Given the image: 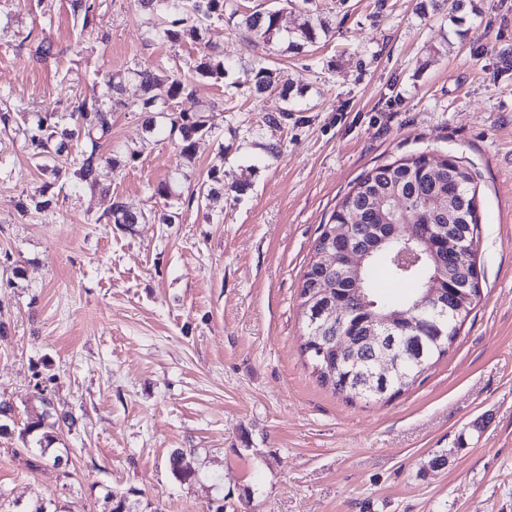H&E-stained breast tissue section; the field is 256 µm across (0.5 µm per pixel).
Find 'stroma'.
<instances>
[{
    "label": "stroma",
    "mask_w": 512,
    "mask_h": 512,
    "mask_svg": "<svg viewBox=\"0 0 512 512\" xmlns=\"http://www.w3.org/2000/svg\"><path fill=\"white\" fill-rule=\"evenodd\" d=\"M0 0V113L59 115L101 97L109 75L187 72L194 46L150 38L135 0ZM329 31L301 48L238 21L214 31L232 70L197 79L186 110L209 131L193 160L148 136L138 82L123 87L95 188L74 167L42 170L0 128V512H108L106 490H136L137 512H512V0H315ZM50 39L54 57L36 47ZM277 70L288 100L259 99L251 69ZM288 107L287 121L267 123ZM427 153L469 167L476 187L480 296L448 353L406 392L346 398L301 346L300 285L327 223L373 167ZM226 192L183 207L154 196ZM51 207L20 215V194ZM133 213L111 224L103 193ZM46 394H39V387ZM76 419L44 465L25 423L42 397ZM194 452L182 484L167 459ZM445 456L432 468L435 456Z\"/></svg>",
    "instance_id": "stroma-1"
}]
</instances>
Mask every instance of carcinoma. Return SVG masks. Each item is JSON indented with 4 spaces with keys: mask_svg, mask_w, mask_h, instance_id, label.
I'll list each match as a JSON object with an SVG mask.
<instances>
[{
    "mask_svg": "<svg viewBox=\"0 0 512 512\" xmlns=\"http://www.w3.org/2000/svg\"><path fill=\"white\" fill-rule=\"evenodd\" d=\"M139 4L160 15L159 26L150 31L152 37L189 43L195 46L198 56L190 76H178L164 89L155 83L150 67L144 66L124 75L112 76L106 84L103 98L83 101L72 112L57 117L55 121L46 115L33 114L24 130L33 158L56 163L68 156L70 142L75 139L83 142L75 171L77 183L81 185L96 186L101 168L111 163V159L102 153V147L111 137L113 107L121 104L118 95L123 91L127 78L136 79L142 88L143 97L137 109L147 114L145 129L154 132L167 128L170 133L178 134L180 155L190 162L194 159L198 138L208 132L204 115L206 109L178 110L175 108L176 100L192 96V78L219 81L232 68L224 60L223 51L211 39L212 27L224 22L225 12H230L232 18L237 16L227 0H192L189 9L183 8L182 0H139ZM280 21L279 9L256 11L242 18V24L247 29L267 41L280 35ZM319 29L324 31L326 27H317L310 19H304L297 27L291 45L315 40ZM250 74V89L257 97L276 94L281 100H288L290 86L276 70L259 67L251 69ZM395 195L411 211L414 223L423 226L428 239L433 242L442 239L443 245L438 248L441 263L437 266L430 261L417 263L408 254L399 255L396 244H386L377 259L366 267L363 273L364 288L359 293L344 264L342 250L350 239L365 242L374 238L378 225L393 219L391 203ZM475 195L469 168L456 159L450 161L446 157L434 160L419 154L378 165L362 176L333 212L329 223L323 225L317 239L315 252L319 254L328 250L335 253L336 264L325 266L317 259L309 264L304 274L306 278L315 275L319 280V288L301 303L305 324L309 326L315 321L321 326L319 344L323 347L336 345L338 334L362 338L361 312L368 304H374L372 312L379 314L401 305L409 306L422 295L425 284L436 273L457 284V288L446 293L448 306L471 311L472 302L469 301L467 290L458 287L465 280V272L457 264V257L478 242V220L476 211L472 210ZM104 204L105 213L112 223L127 229L139 222L154 219L150 212L138 216L130 213L118 198L107 193L104 194ZM50 205L47 192L41 191L22 196L18 208L20 214L26 216L45 210ZM440 208L450 209L455 216L452 221L454 229L449 233L438 231V228L447 225V220L438 212ZM361 211L368 212L370 219L362 224L353 223V216ZM377 267L383 268L395 280L412 283L413 292L401 301L378 296L374 280V269ZM302 352L307 354L320 382L340 393L347 392L348 387L357 383L363 372L360 364L338 363L333 356L318 358L307 348ZM42 402L47 410L28 422L23 433H41L39 442L43 443L41 454L44 455L55 440L54 428L61 424L71 426L74 419L66 412L51 413L52 404L48 398H42ZM50 418L53 419L51 423L48 422ZM168 467L173 477L182 484L191 483L199 476L191 455L182 449L169 454ZM135 494L133 489L125 492L107 491L105 499L110 505L109 512H135L131 500Z\"/></svg>",
    "mask_w": 512,
    "mask_h": 512,
    "instance_id": "cac0c4a2",
    "label": "carcinoma"
}]
</instances>
